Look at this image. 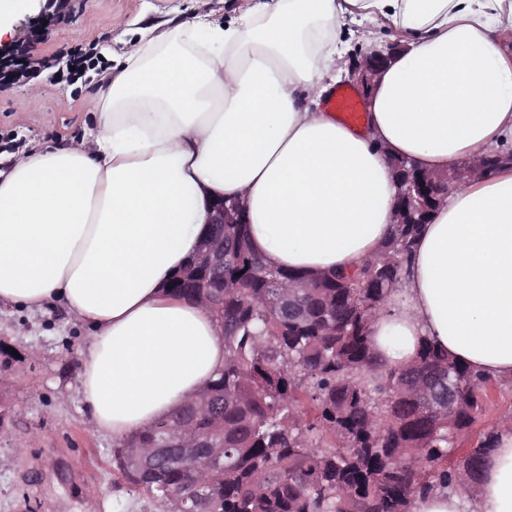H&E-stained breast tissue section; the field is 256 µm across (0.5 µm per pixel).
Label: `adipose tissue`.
Here are the masks:
<instances>
[{
    "instance_id": "adipose-tissue-1",
    "label": "adipose tissue",
    "mask_w": 512,
    "mask_h": 512,
    "mask_svg": "<svg viewBox=\"0 0 512 512\" xmlns=\"http://www.w3.org/2000/svg\"><path fill=\"white\" fill-rule=\"evenodd\" d=\"M389 24L406 51L379 76L364 128L319 111L343 70L341 22ZM512 0H273L240 25L195 17L140 38L108 73L79 144L0 172V303L63 306L87 331L80 391L93 430L123 439L195 398L224 366L201 302L165 292L218 196L244 201L265 263L352 271L393 231L390 159L453 172L512 136ZM392 368L432 340L512 381V167L474 176L423 225L372 323ZM411 512H512V420L472 489Z\"/></svg>"
}]
</instances>
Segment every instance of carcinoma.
Wrapping results in <instances>:
<instances>
[{
  "instance_id": "carcinoma-1",
  "label": "carcinoma",
  "mask_w": 512,
  "mask_h": 512,
  "mask_svg": "<svg viewBox=\"0 0 512 512\" xmlns=\"http://www.w3.org/2000/svg\"><path fill=\"white\" fill-rule=\"evenodd\" d=\"M420 229L395 225L379 256L348 280L268 266L248 225H224V302L212 310L224 368L204 387L220 411L197 421L224 449V463L202 474L212 512H409L419 493L475 481L492 433L474 441L470 433L489 380L429 341L403 369L382 365L371 348V323ZM290 284L295 310L282 301ZM448 377L460 398L451 416L430 412L408 388L411 379L441 390ZM180 415L131 434L113 454L122 479L166 512L191 505L192 474L146 472L137 454L162 443Z\"/></svg>"
}]
</instances>
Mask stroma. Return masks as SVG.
Returning a JSON list of instances; mask_svg holds the SVG:
<instances>
[{
	"label": "stroma",
	"mask_w": 512,
	"mask_h": 512,
	"mask_svg": "<svg viewBox=\"0 0 512 512\" xmlns=\"http://www.w3.org/2000/svg\"><path fill=\"white\" fill-rule=\"evenodd\" d=\"M265 0H67L51 10L48 0L0 20V51L28 47L51 55L81 50L92 62L82 78L35 83L0 92V157L10 143L68 146L96 124L93 102L99 75L111 58L129 53L143 31L174 29L194 16L213 24H236ZM46 31V42L36 40ZM86 333L56 305L31 311L0 304V347L17 350L16 361L0 367V402L12 416L0 432V512H164L134 489L112 465L117 443L86 425L78 392ZM512 419V384L494 382L491 401L474 423L482 436Z\"/></svg>",
	"instance_id": "stroma-1"
}]
</instances>
